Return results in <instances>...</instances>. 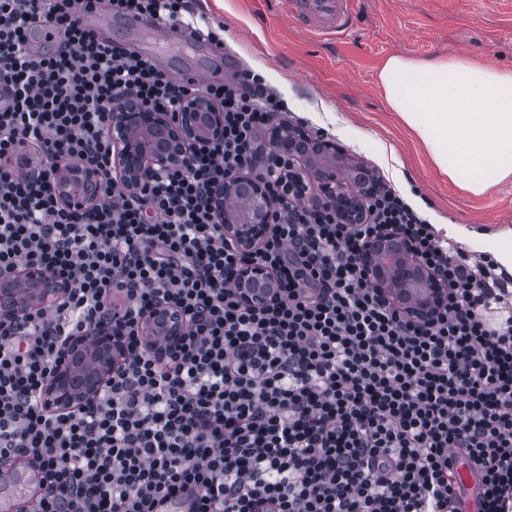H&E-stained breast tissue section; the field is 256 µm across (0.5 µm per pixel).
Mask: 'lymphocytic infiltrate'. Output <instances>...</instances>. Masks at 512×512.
<instances>
[{"label": "lymphocytic infiltrate", "instance_id": "obj_1", "mask_svg": "<svg viewBox=\"0 0 512 512\" xmlns=\"http://www.w3.org/2000/svg\"><path fill=\"white\" fill-rule=\"evenodd\" d=\"M80 3L200 33L189 0H0V276L38 266L65 285L48 310L0 326V458L45 472L36 512H164L174 500L187 512H458L462 462L477 512H512V290L496 260L445 246L392 189L364 224L282 203L260 248L240 253L212 194L236 174L277 191L284 162L262 136L283 100L247 69L181 83L82 24ZM38 25L54 50L31 51ZM197 91L221 107L222 136L123 191L104 134L115 101L173 112ZM23 145L39 158L28 172L10 163ZM63 157L102 172L93 212L56 196ZM383 229L451 284L432 324L386 306L360 269V243ZM250 261L278 281L263 306L235 291ZM159 300L187 324L164 359L137 331ZM107 317L126 341L110 384L84 408L48 412L41 392L65 344Z\"/></svg>", "mask_w": 512, "mask_h": 512}]
</instances>
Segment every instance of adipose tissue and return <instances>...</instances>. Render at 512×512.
Listing matches in <instances>:
<instances>
[{
	"label": "adipose tissue",
	"instance_id": "obj_1",
	"mask_svg": "<svg viewBox=\"0 0 512 512\" xmlns=\"http://www.w3.org/2000/svg\"><path fill=\"white\" fill-rule=\"evenodd\" d=\"M378 77L441 175L477 197L512 179V69L395 55Z\"/></svg>",
	"mask_w": 512,
	"mask_h": 512
}]
</instances>
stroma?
I'll return each mask as SVG.
<instances>
[{
	"label": "stroma",
	"instance_id": "stroma-1",
	"mask_svg": "<svg viewBox=\"0 0 512 512\" xmlns=\"http://www.w3.org/2000/svg\"><path fill=\"white\" fill-rule=\"evenodd\" d=\"M222 24L224 46L154 37L116 16L103 37L137 51L151 46L169 70L189 67L231 78L248 68L265 72L284 99L287 121L303 118L324 129L356 158L411 191L434 227L461 224L488 254L512 249V181L486 195L462 194L441 176L416 136L391 112L378 79L392 55L465 56L512 67V0H361L349 36L320 37L286 18L281 0H192Z\"/></svg>",
	"mask_w": 512,
	"mask_h": 512
}]
</instances>
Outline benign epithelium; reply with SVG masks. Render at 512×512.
<instances>
[{
  "instance_id": "benign-epithelium-1",
  "label": "benign epithelium",
  "mask_w": 512,
  "mask_h": 512,
  "mask_svg": "<svg viewBox=\"0 0 512 512\" xmlns=\"http://www.w3.org/2000/svg\"><path fill=\"white\" fill-rule=\"evenodd\" d=\"M223 128L224 113L199 94L183 98L173 115L122 97L105 127L113 149V172L126 191L135 192L151 176L184 165L191 151L208 145ZM269 141L275 153L288 158L284 196L322 202L346 224L366 222L367 201L383 189L371 169L347 161L346 150L336 140L317 139L300 124H273ZM101 185L96 167L71 158L58 160L55 192L67 205L93 210ZM279 203L261 182L241 175L226 180L213 201L224 239L245 254L263 241ZM359 264L384 302L409 320L431 322L448 305V281L428 267L413 241L400 233L366 239L359 248ZM235 290L244 302L257 305L276 293L277 282L266 268L249 264L238 273ZM63 292L64 285L45 270L18 268L0 278V319L15 320L38 304L52 303ZM139 332L149 349L168 357L183 343L185 322L176 309L159 302L141 315ZM124 352L123 334L110 323L74 337L64 352L65 362L45 385L43 403L62 413L96 399Z\"/></svg>"
}]
</instances>
